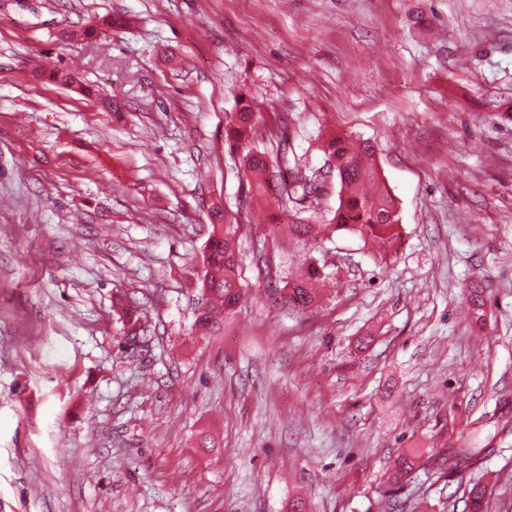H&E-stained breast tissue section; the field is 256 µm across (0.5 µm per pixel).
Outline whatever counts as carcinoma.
<instances>
[{
  "label": "carcinoma",
  "instance_id": "obj_1",
  "mask_svg": "<svg viewBox=\"0 0 512 512\" xmlns=\"http://www.w3.org/2000/svg\"><path fill=\"white\" fill-rule=\"evenodd\" d=\"M130 23L131 20L125 16L105 15L77 36L83 39L105 38L112 29L126 27ZM255 125L253 105L247 99L239 98L235 110L226 116V145L238 154L242 174L256 196L267 198L273 187L279 186L274 200L278 209L276 218L287 217L284 225L288 227V236L309 245L313 251L320 249L319 236L306 217L319 200V192L313 184L317 178L316 170L304 169L297 161L290 162L286 145L278 147L273 158L259 151L255 143ZM323 152L331 162L338 187V205L324 228L331 235L346 232L378 247L387 244L395 236V225L399 223L398 204L379 177L372 146H355L346 137L334 135L324 142ZM290 164L296 171L295 176L287 183L278 184L280 169ZM238 233L239 225L225 222L223 209L213 206L210 232L201 255L202 268L198 274L200 298L193 325L194 332L201 336L219 329L220 317L233 315L240 298L235 252ZM323 277L324 266L312 255L306 269L297 277H286L278 293L284 304L299 310L307 309L315 301L314 283ZM467 301L476 321L484 323L486 301L483 290H471ZM478 462L479 458L470 449L450 448L448 452L422 462L402 455L397 472L407 473L416 467L435 474L447 470L458 472Z\"/></svg>",
  "mask_w": 512,
  "mask_h": 512
}]
</instances>
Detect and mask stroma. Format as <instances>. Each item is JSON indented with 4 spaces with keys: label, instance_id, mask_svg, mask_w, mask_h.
I'll list each match as a JSON object with an SVG mask.
<instances>
[{
    "label": "stroma",
    "instance_id": "stroma-1",
    "mask_svg": "<svg viewBox=\"0 0 512 512\" xmlns=\"http://www.w3.org/2000/svg\"><path fill=\"white\" fill-rule=\"evenodd\" d=\"M106 13L135 21L77 37ZM242 94L301 165L372 142L399 206L387 251L334 235L303 312L264 268L309 253L224 143ZM216 203L241 297L202 338ZM460 446L481 463L393 481ZM476 485L512 512V0H0V512H466Z\"/></svg>",
    "mask_w": 512,
    "mask_h": 512
}]
</instances>
